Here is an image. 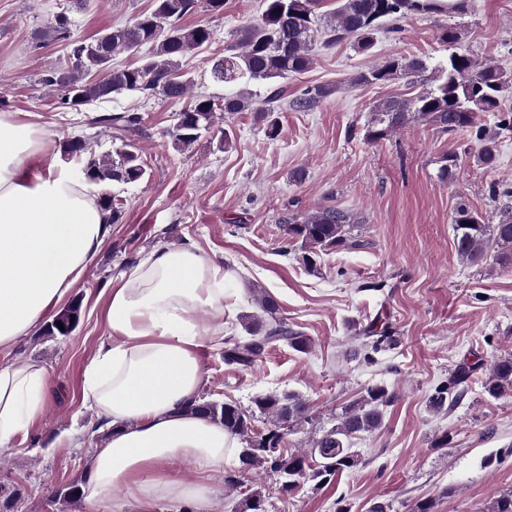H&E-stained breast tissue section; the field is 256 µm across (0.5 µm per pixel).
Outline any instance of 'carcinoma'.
<instances>
[{
    "mask_svg": "<svg viewBox=\"0 0 512 512\" xmlns=\"http://www.w3.org/2000/svg\"><path fill=\"white\" fill-rule=\"evenodd\" d=\"M336 3V8L321 13L324 0H267L261 18L236 29L224 55L208 61L212 81L246 86L252 81L286 79L311 68L312 45L318 35L328 46L349 41L367 53L374 47V34L385 20L432 16L463 8L459 3L443 5L439 0H336ZM201 7L221 12L224 0H154L150 13L123 26L108 28L90 42L74 39L70 27L55 19L49 34L70 47L71 67L48 69L40 82L58 92L63 107L76 112L93 102H112L125 92L182 100L191 81L181 73V62L211 38L207 26L183 24L186 17ZM438 39L446 46L448 55L433 68L421 57H396L377 63L351 79L355 85L403 80L409 89L403 96L387 98L372 106L365 138L376 143L387 139L393 131L416 123L431 125L442 133L469 130L481 142L478 163L492 169L497 163L498 138L502 132L512 131V114L500 111L502 97L512 91V71L482 63L463 49L457 26L440 28ZM144 49L146 62L142 65L112 66L117 54H136ZM91 74L96 78L87 79ZM285 92L284 87L272 90L262 106L247 91L226 95L220 101L195 96L178 113L177 123L170 132L172 144L178 150L192 147L214 124L218 112L250 110L262 116L275 112ZM332 92L326 85L308 86L288 106L297 112H307ZM488 112L500 113L493 128L478 121L479 114ZM141 120L140 115L129 110H116L99 117L98 122L116 130L122 141L113 155L95 156L82 138L66 145L68 154L79 159L82 178L101 187L99 203L110 212L113 224L121 219L122 210L110 186L135 183L146 174L138 147L125 137ZM459 165L457 154L443 156L436 178L447 182L455 177ZM451 222L455 251L461 260L479 266L487 262L492 251L499 263L512 265V211H503L498 223L487 224L481 215L461 203L454 209ZM356 224L358 221L351 211L332 205L305 212L289 209L282 217L284 234L301 244L303 263L311 271L317 270L318 253L357 245L352 236ZM254 296L261 315H244L248 337L224 348V362L249 368L264 349L279 344L297 351L307 350L309 338L288 328L277 317V301L262 288L254 289ZM79 317L80 306L72 304L46 324L45 332L50 336H66L73 331ZM59 322L64 329L58 328ZM364 334L370 338V348L375 352L393 341L388 326L376 330L371 325L364 329ZM484 390L492 398L512 394L511 354L494 361ZM393 401L394 394L386 386L366 387L345 408L338 424L322 431L312 439L310 447L301 450L281 446L288 431L311 421L307 402L295 392L259 395L250 410L233 402L201 399L191 409L237 438L241 444L238 459L242 467L273 473L279 492L291 495L307 481L315 480L326 486L344 471L356 467L358 454L350 448L351 440L359 433L379 429L383 425L384 409ZM257 413L270 425L265 433L258 435L252 429ZM238 512H267L262 491L256 489L242 498Z\"/></svg>",
    "mask_w": 512,
    "mask_h": 512,
    "instance_id": "obj_1",
    "label": "carcinoma"
}]
</instances>
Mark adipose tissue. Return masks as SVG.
Instances as JSON below:
<instances>
[{"instance_id": "1", "label": "adipose tissue", "mask_w": 512, "mask_h": 512, "mask_svg": "<svg viewBox=\"0 0 512 512\" xmlns=\"http://www.w3.org/2000/svg\"><path fill=\"white\" fill-rule=\"evenodd\" d=\"M40 130L0 113V349L51 316L109 238L110 214L65 167L39 165ZM211 322L199 326L198 313ZM108 335L87 364L83 403L112 435L96 449L83 491L95 501L125 491L139 512L158 503L209 512L206 476L237 452L223 426L188 411L203 385V339L224 338V268L191 244L161 247L114 279L104 307ZM47 370L31 361L0 366V448L42 416ZM197 464L202 480L171 470Z\"/></svg>"}]
</instances>
